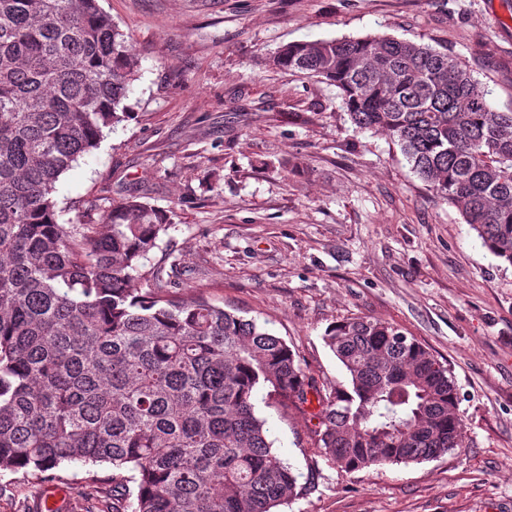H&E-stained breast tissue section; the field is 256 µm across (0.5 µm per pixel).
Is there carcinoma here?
I'll use <instances>...</instances> for the list:
<instances>
[{"label":"carcinoma","mask_w":512,"mask_h":512,"mask_svg":"<svg viewBox=\"0 0 512 512\" xmlns=\"http://www.w3.org/2000/svg\"><path fill=\"white\" fill-rule=\"evenodd\" d=\"M275 68L325 80L359 130L399 145L512 266V108L446 51L388 36L290 43ZM139 58L97 0H0V471L112 466V512H275L308 491L256 396L317 403L313 446L353 473L460 447L448 365L370 317L327 328L320 384L254 319L191 300L145 261L171 215L129 196L59 222L56 184L132 119Z\"/></svg>","instance_id":"carcinoma-1"}]
</instances>
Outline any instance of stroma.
Instances as JSON below:
<instances>
[{
  "label": "stroma",
  "instance_id": "1",
  "mask_svg": "<svg viewBox=\"0 0 512 512\" xmlns=\"http://www.w3.org/2000/svg\"><path fill=\"white\" fill-rule=\"evenodd\" d=\"M136 50L134 117L61 177L60 220H100L129 194L172 211L149 265L184 295L257 319L306 372L342 371L322 336L361 315L398 326L451 368L462 445L345 473L318 456L310 414L258 403L307 492L278 512H512V266L486 250L385 135L355 130L336 86L282 72L280 47L386 34L462 62L512 106V0H99ZM89 512L112 468L49 481L0 472V512Z\"/></svg>",
  "mask_w": 512,
  "mask_h": 512
}]
</instances>
